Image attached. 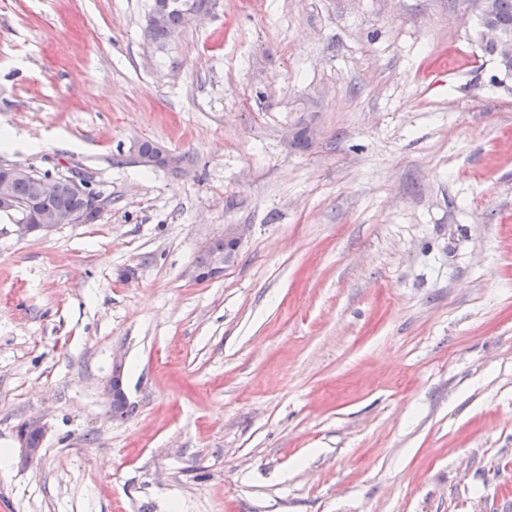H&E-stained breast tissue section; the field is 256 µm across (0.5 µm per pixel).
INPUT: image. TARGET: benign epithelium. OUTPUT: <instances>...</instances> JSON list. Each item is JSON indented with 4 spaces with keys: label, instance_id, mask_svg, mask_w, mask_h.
<instances>
[{
    "label": "benign epithelium",
    "instance_id": "7a95c632",
    "mask_svg": "<svg viewBox=\"0 0 512 512\" xmlns=\"http://www.w3.org/2000/svg\"><path fill=\"white\" fill-rule=\"evenodd\" d=\"M473 38L481 47L486 45L494 47L496 82L504 84L508 79L512 78V35L495 24L480 21L474 30ZM134 153L138 162L145 166H157L160 164L165 169L177 171L182 165L181 156L160 145L157 146V154L154 156L142 154L141 144L139 143L134 146ZM12 170L20 175L29 176L34 186L31 199L26 202H20L10 192L9 182L6 180L0 182V211H17L24 214V218L16 224V232L21 237L38 233L46 234L61 224L58 213L35 209L37 200L43 195L55 193L63 189L69 194L89 199L94 209L99 210L103 205L102 196L91 192V182L83 177L70 176L65 181L57 178L46 179L42 174L21 164L12 165ZM242 235L243 229L240 225H224L223 238L226 246L224 256H213L204 264L195 263L189 269L191 278L197 282H206L223 274L224 269L231 265V259L238 251ZM108 396L112 404V411L122 412L126 409L127 399L120 376L115 375L112 377L108 387ZM32 433L40 436L43 435L42 427L35 422L24 424L21 429V437L26 447L27 458L30 460L36 458L40 451L39 447L30 445V434Z\"/></svg>",
    "mask_w": 512,
    "mask_h": 512
}]
</instances>
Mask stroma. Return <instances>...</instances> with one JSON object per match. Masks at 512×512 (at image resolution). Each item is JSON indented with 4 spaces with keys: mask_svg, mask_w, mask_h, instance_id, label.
<instances>
[{
    "mask_svg": "<svg viewBox=\"0 0 512 512\" xmlns=\"http://www.w3.org/2000/svg\"><path fill=\"white\" fill-rule=\"evenodd\" d=\"M150 3L0 0V131L40 144L0 164L105 200L0 213V512H512V89L473 0H214L161 43ZM154 144L155 143L151 141H143L141 143H137L134 146V153L139 163L145 165V167L158 166L159 163H161L164 169H168L171 171H177L181 168L183 162L181 156L169 151L168 149L158 144H156V155H144L153 152ZM141 149L144 154L141 153ZM11 168L20 174L11 181L12 193L18 200H26L32 193L30 180L21 175L29 176L34 186L31 199L19 202L10 192L9 182L7 180L0 182V211H17L24 214V218L16 224V232L19 236L46 234L60 224H83L86 219L85 216L78 214L80 212L87 213V220L92 222L97 217V210H100L103 205L102 196L92 193L91 182L83 177L69 176L66 181H62L58 178L46 179L41 173L25 165L14 164L11 165ZM61 189L72 195L56 193ZM50 193L54 194L46 195ZM43 195L46 196L42 197L39 202L41 209L58 211L62 214L77 213L70 215L68 221L63 223L60 221L58 212L37 211L34 206ZM82 197L88 198L92 208L97 210L90 209L89 201ZM243 229L239 224H228L224 227L223 238L219 237L208 245V253L201 254L197 261L189 269L191 278L197 282L212 280L221 274L224 269L231 265V259L235 256L241 243ZM224 243L226 249L224 251ZM224 254V257L213 256L205 264L209 255ZM201 262V263H199Z\"/></svg>",
    "mask_w": 512,
    "mask_h": 512,
    "instance_id": "stroma-1",
    "label": "stroma"
}]
</instances>
